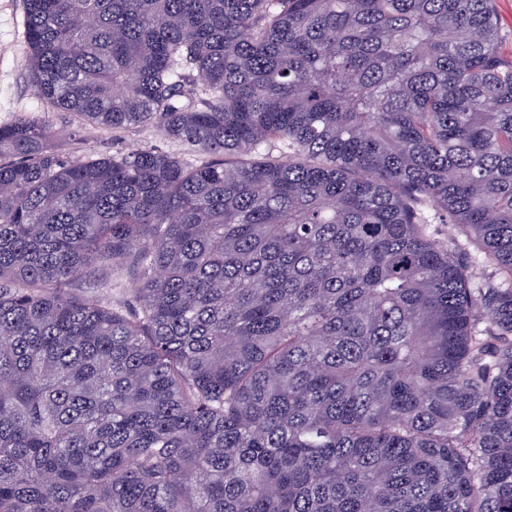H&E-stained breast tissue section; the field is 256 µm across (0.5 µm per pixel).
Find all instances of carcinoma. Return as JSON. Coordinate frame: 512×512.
Returning <instances> with one entry per match:
<instances>
[{
    "instance_id": "carcinoma-1",
    "label": "carcinoma",
    "mask_w": 512,
    "mask_h": 512,
    "mask_svg": "<svg viewBox=\"0 0 512 512\" xmlns=\"http://www.w3.org/2000/svg\"><path fill=\"white\" fill-rule=\"evenodd\" d=\"M24 38L50 108L184 152L0 125V512H512L493 0H24Z\"/></svg>"
}]
</instances>
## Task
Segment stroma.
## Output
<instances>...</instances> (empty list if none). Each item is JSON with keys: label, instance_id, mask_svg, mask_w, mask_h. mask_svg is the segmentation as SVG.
<instances>
[{"label": "stroma", "instance_id": "35a3bbf8", "mask_svg": "<svg viewBox=\"0 0 512 512\" xmlns=\"http://www.w3.org/2000/svg\"><path fill=\"white\" fill-rule=\"evenodd\" d=\"M28 48L24 40L23 0H0V125L18 116H40L52 123L56 136L52 147L60 153L112 155L139 148L180 151V144L167 140L151 125L129 131L80 129L70 113L53 111L37 98L28 77Z\"/></svg>", "mask_w": 512, "mask_h": 512}]
</instances>
